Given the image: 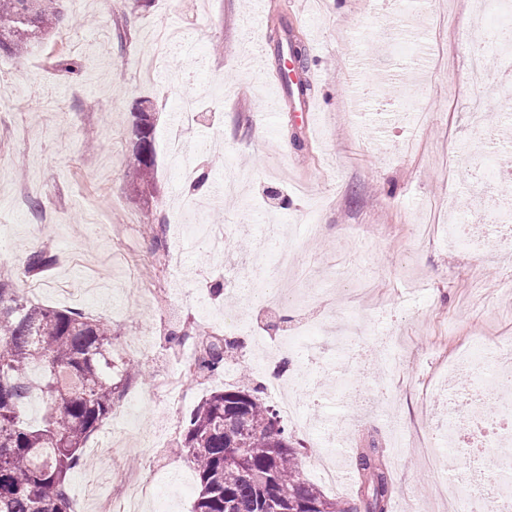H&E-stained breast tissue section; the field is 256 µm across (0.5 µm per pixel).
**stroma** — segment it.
<instances>
[{"label": "stroma", "mask_w": 512, "mask_h": 512, "mask_svg": "<svg viewBox=\"0 0 512 512\" xmlns=\"http://www.w3.org/2000/svg\"><path fill=\"white\" fill-rule=\"evenodd\" d=\"M260 0H66L70 14L87 17L33 43L24 57L0 51V277L20 295L52 308L75 309L112 327L117 358L140 373L121 389L112 411L92 434L85 461L69 480L72 502L84 507V479L96 474L108 497L131 494V478L150 480L171 512H191L199 480L185 452L165 448L169 428L183 429L200 400L223 389V373L179 383L186 401L169 409L155 394L158 378L174 373L185 343L169 332L191 326L211 333L224 311L253 319L270 340L322 325L316 361L289 352L290 373L308 372L301 388L323 424L302 464L337 432L340 482L332 496L355 500V448H384L393 507L406 501L422 512H448L444 486L469 487L461 472L468 448L426 457L419 441L438 444L449 420V391L498 387L490 370L467 382L447 378L449 362L472 341L512 337V289L500 276L512 265V238L492 236L480 250L449 244L429 222L426 203L466 213L482 195L489 220L512 189L479 182L490 145L512 146L502 105L512 82L496 80L480 94L468 80V29L483 14L499 28L506 0H272L262 28L252 20ZM288 24L306 48L313 119L275 112L278 62L268 41ZM70 59L76 71H61ZM201 101L189 128V147L211 164L214 200L204 224L228 227L226 263L245 255L241 239L277 224L276 249L295 252L297 284L311 299L296 305L288 279H266L260 309L236 298L214 300L210 282L223 264L202 246L174 252L171 239L147 230L156 218L175 220L183 182L170 169L164 133L179 119L177 101ZM147 100L155 115L154 190L140 195L125 171L133 161L132 112ZM264 136H256L257 125ZM274 195L267 207L263 194ZM52 215L41 222L30 200ZM320 225L308 235L307 225ZM56 256L39 276L25 275L31 251ZM178 257L185 275L171 303L146 297L159 271ZM479 273L482 295L470 286ZM359 346V364H345L334 338ZM403 366L392 381L386 361Z\"/></svg>", "instance_id": "35a3bbf8"}]
</instances>
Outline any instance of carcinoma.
Masks as SVG:
<instances>
[{"instance_id": "1", "label": "carcinoma", "mask_w": 512, "mask_h": 512, "mask_svg": "<svg viewBox=\"0 0 512 512\" xmlns=\"http://www.w3.org/2000/svg\"><path fill=\"white\" fill-rule=\"evenodd\" d=\"M72 25L62 0H0V50L21 58L30 43ZM304 69L306 49L291 37L275 40ZM145 121L134 115V163L128 177L138 188L155 167L154 147H144ZM55 263L46 248L32 252L25 273L36 276ZM234 340L212 343L198 368L211 374ZM46 405L41 425L24 423L23 399L31 368ZM129 364L112 359V327L80 311L54 309L21 297L0 279V512H72L69 476L83 463L89 437L112 411ZM178 447L199 477L192 512H350L349 501L329 499L303 481L304 446L280 426L278 414L256 382L228 385L203 398L191 413ZM363 512H389L392 481L384 450L370 444L355 453Z\"/></svg>"}]
</instances>
